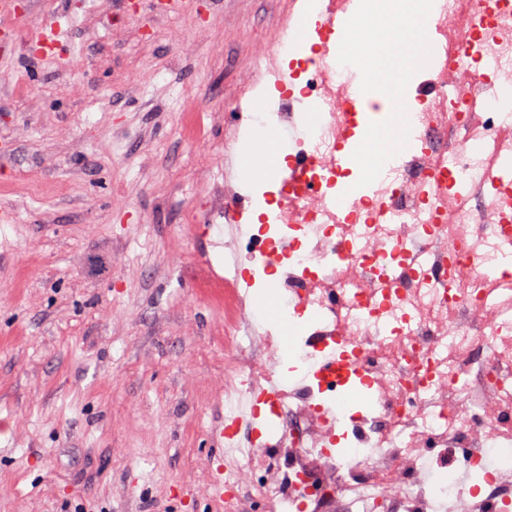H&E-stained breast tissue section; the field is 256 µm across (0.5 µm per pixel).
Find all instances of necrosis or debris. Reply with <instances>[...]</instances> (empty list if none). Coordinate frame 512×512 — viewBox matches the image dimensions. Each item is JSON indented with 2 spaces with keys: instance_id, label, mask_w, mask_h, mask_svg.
I'll use <instances>...</instances> for the list:
<instances>
[{
  "instance_id": "4bbe7bcc",
  "label": "necrosis or debris",
  "mask_w": 512,
  "mask_h": 512,
  "mask_svg": "<svg viewBox=\"0 0 512 512\" xmlns=\"http://www.w3.org/2000/svg\"><path fill=\"white\" fill-rule=\"evenodd\" d=\"M430 26L437 63L420 75L401 161L373 178L375 196L348 205L336 201L351 188L336 63L320 83L310 56L289 62L317 110L283 165L311 164L265 192L254 248L220 241L225 433L236 434L246 400L278 424L270 443L250 438L245 461L225 462L224 512L252 499L271 512H512V470L485 454L512 446V227L504 206L437 190L512 169V120L459 88L475 74L483 86L512 79V0H438ZM245 263L304 321L301 359L336 354L369 389L368 412L344 434L349 452L325 416L341 381L266 393L285 354L249 333L258 312L231 279Z\"/></svg>"
}]
</instances>
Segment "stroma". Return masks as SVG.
Instances as JSON below:
<instances>
[{
    "label": "stroma",
    "mask_w": 512,
    "mask_h": 512,
    "mask_svg": "<svg viewBox=\"0 0 512 512\" xmlns=\"http://www.w3.org/2000/svg\"><path fill=\"white\" fill-rule=\"evenodd\" d=\"M298 11L0 0V512H213L216 158Z\"/></svg>",
    "instance_id": "35a3bbf8"
}]
</instances>
